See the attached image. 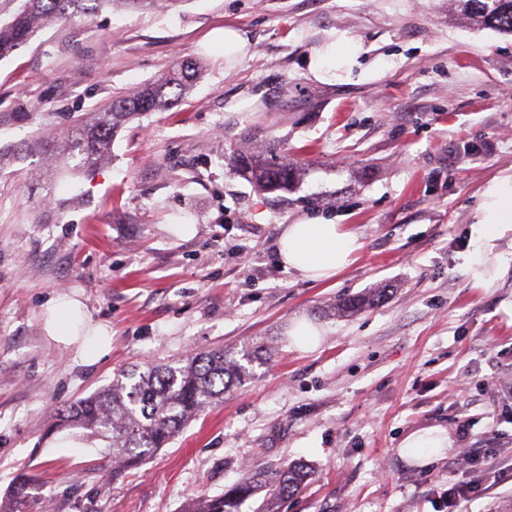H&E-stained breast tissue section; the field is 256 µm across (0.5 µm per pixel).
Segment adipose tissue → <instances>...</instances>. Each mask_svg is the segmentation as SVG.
<instances>
[{
  "label": "adipose tissue",
  "mask_w": 512,
  "mask_h": 512,
  "mask_svg": "<svg viewBox=\"0 0 512 512\" xmlns=\"http://www.w3.org/2000/svg\"><path fill=\"white\" fill-rule=\"evenodd\" d=\"M360 48L339 34L310 63L318 80L330 72L352 68ZM512 234V175L487 183L481 192L477 220L471 235L475 251L466 260V269L475 284L487 285L500 278L512 263L495 254L497 240ZM363 248L361 238L348 226L318 220L285 225L279 236V257L285 268L304 279L323 282L349 266Z\"/></svg>",
  "instance_id": "adipose-tissue-1"
}]
</instances>
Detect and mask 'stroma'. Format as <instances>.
<instances>
[{
    "label": "stroma",
    "instance_id": "1",
    "mask_svg": "<svg viewBox=\"0 0 512 512\" xmlns=\"http://www.w3.org/2000/svg\"><path fill=\"white\" fill-rule=\"evenodd\" d=\"M228 27L245 56L225 57ZM335 31L358 63L322 82L308 63ZM183 59L202 80L126 122L91 174L46 166L37 144L68 114ZM271 137L297 177L265 193L234 158ZM511 174L512 36L448 0H185L39 31L0 60V498L26 472L51 512H183L300 461L312 476L279 512H443L455 483L475 488L460 512H512V269L481 288L465 268L481 191ZM305 219L364 243L329 281L278 256ZM381 286L384 302L332 314ZM301 319L314 349L288 334ZM215 348L241 384L136 468L54 427L133 364ZM433 426L453 448L404 455Z\"/></svg>",
    "mask_w": 512,
    "mask_h": 512
}]
</instances>
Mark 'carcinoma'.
I'll return each mask as SVG.
<instances>
[{
    "label": "carcinoma",
    "mask_w": 512,
    "mask_h": 512,
    "mask_svg": "<svg viewBox=\"0 0 512 512\" xmlns=\"http://www.w3.org/2000/svg\"><path fill=\"white\" fill-rule=\"evenodd\" d=\"M159 0H22L19 9L0 23V59L23 46L39 29L52 22L88 17L121 4L137 9H153ZM448 14L478 27L512 35V0H448ZM201 68L182 61L158 79L140 86L128 96L95 112L87 120L68 115L62 139L45 142L50 148L62 142V159L73 172L93 170L106 156L118 128L130 118L173 106L200 77ZM280 141L269 139L259 154L241 155L238 162L249 180L263 191L286 189L293 168L278 160ZM386 298V289L353 296L336 304L338 314L354 313L377 305ZM244 369L233 354L222 349L199 352L174 364L137 365L123 371L102 390L55 409L61 427L80 429L89 438L102 440L112 453V462L126 467L139 465L147 453L170 443L183 427L241 381ZM310 477L308 467L299 462L274 472L246 473L224 493L204 495L189 512H238L242 501L259 488L269 489L267 512H276L284 497L297 494ZM32 483L25 475L14 482L10 493L0 500V512H44L30 495Z\"/></svg>",
    "instance_id": "1"
}]
</instances>
